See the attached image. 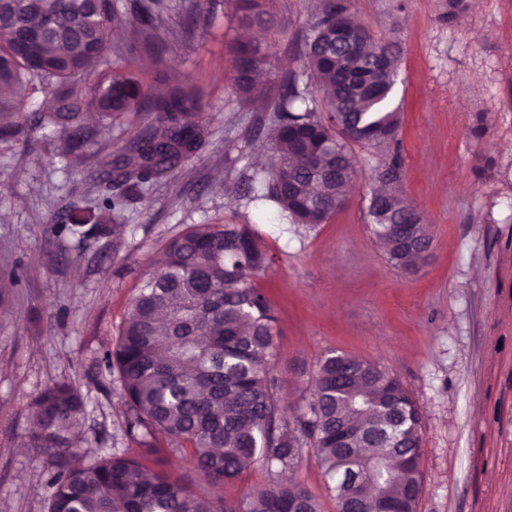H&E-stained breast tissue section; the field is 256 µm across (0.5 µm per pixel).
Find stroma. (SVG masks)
<instances>
[{
	"mask_svg": "<svg viewBox=\"0 0 512 512\" xmlns=\"http://www.w3.org/2000/svg\"><path fill=\"white\" fill-rule=\"evenodd\" d=\"M314 0H268L267 81L298 68ZM445 0H352L379 41H398L392 106L400 121V184L433 233L432 257L414 275L392 268L370 230L367 187L316 227L281 224L225 196L237 175L224 167L253 125L232 111L224 88L239 30L231 7L166 67L203 95L207 126L198 155L173 182L153 185L130 207L121 249L105 238L81 264L76 241L51 234L62 199L93 215L96 188L68 193L63 168L39 166L0 145V271L15 272L12 323L0 336V504L45 512L43 457L24 447L31 396L67 380L89 400L82 448L122 445L124 410L96 383L97 357L113 345L142 273L193 224H253L275 263L257 282L277 318L280 404L295 408L329 351L391 369L421 407L423 483L417 512H512V0H468L450 24ZM484 115L487 133L469 129ZM490 161L487 176L475 167Z\"/></svg>",
	"mask_w": 512,
	"mask_h": 512,
	"instance_id": "35a3bbf8",
	"label": "stroma"
}]
</instances>
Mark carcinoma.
<instances>
[{"mask_svg":"<svg viewBox=\"0 0 512 512\" xmlns=\"http://www.w3.org/2000/svg\"><path fill=\"white\" fill-rule=\"evenodd\" d=\"M265 0H236L237 23L247 38L232 46L238 66L226 87L239 112H257V125L274 132L278 164L252 158L251 138L240 158V196L274 203L289 224L315 226L336 213L359 176L350 144L387 148L397 142L399 120L388 90L397 73V42L377 43L352 17L351 0H318L303 35V67L283 73L274 96L258 76L269 65L274 18ZM208 7L187 0H12L0 12V142L35 156L45 168L76 152L98 169L68 167L73 185H105L96 200L98 221L56 224L51 232L77 236L75 260L105 237L121 244V225L146 185L169 180L199 152L200 94L162 76L151 90L124 66L138 52L166 64L168 45L189 44L214 20ZM129 14L134 43L110 47V23ZM54 20L56 33L35 51L21 45L24 31ZM98 73L90 82L88 76ZM52 94L54 111L31 118L17 111L16 89ZM88 111L112 126L134 112L137 131L121 145L101 142L84 124ZM52 129L63 147L43 145ZM353 132L343 139L340 130ZM395 156L376 174L367 215L375 241L396 269L412 273L426 258L431 231L418 228V244L402 245L401 224L416 208L396 189ZM163 266L143 274L117 342L100 357L103 388L127 407L121 427L147 455L179 454L221 487L258 461L271 483L239 501L194 495L180 479L147 473L144 458L111 448L80 467L70 465L80 440L75 425L87 401L67 382H52L31 399L24 446L46 457L51 494L46 512H321L319 497L279 476L309 455L323 470L338 512H362L367 489L416 512L424 441L420 407L386 368L349 354L327 353L310 375L300 412L285 417L278 377L276 317L257 286L274 263L249 224H195L171 238Z\"/></svg>","mask_w":512,"mask_h":512,"instance_id":"cac0c4a2","label":"carcinoma"}]
</instances>
